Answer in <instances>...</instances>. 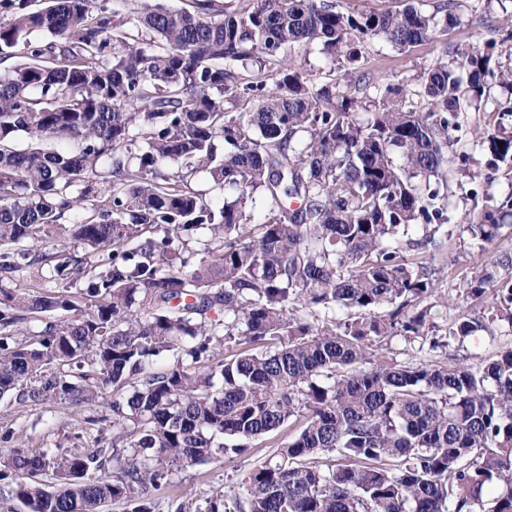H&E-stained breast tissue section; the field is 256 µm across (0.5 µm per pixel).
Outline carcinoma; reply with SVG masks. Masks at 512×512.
I'll return each mask as SVG.
<instances>
[{
	"label": "carcinoma",
	"mask_w": 512,
	"mask_h": 512,
	"mask_svg": "<svg viewBox=\"0 0 512 512\" xmlns=\"http://www.w3.org/2000/svg\"><path fill=\"white\" fill-rule=\"evenodd\" d=\"M35 2L0 0V53L21 44L28 59L0 76V280L47 265L92 306L0 287V398L67 400L94 445L11 449L0 498L29 512H155L149 488L173 469L286 429L242 491L175 512H512V347L416 367L380 349L436 332L421 306L433 272L411 252L453 236L447 165L481 174L484 203L462 231L492 244L512 224V193L491 192L512 181V67L494 60V39L448 43L412 85L355 67L356 45L381 37L406 52L460 25L469 0L358 13L335 0H134L123 16L94 0ZM313 42L339 78L309 74ZM495 86L511 97L470 124ZM165 159L180 171H155ZM198 173L233 199L194 189ZM259 188L270 214L257 223ZM102 191L73 224L85 250L74 257L49 231ZM205 228L208 263L190 246ZM465 294L490 306L456 315L432 348L512 325V249ZM58 310L72 315L18 338L17 323ZM229 342L242 351L227 359ZM163 353L173 362L154 368ZM125 388L111 414L95 410ZM19 470L27 482L14 483Z\"/></svg>",
	"instance_id": "cac0c4a2"
}]
</instances>
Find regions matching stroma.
<instances>
[{"mask_svg": "<svg viewBox=\"0 0 512 512\" xmlns=\"http://www.w3.org/2000/svg\"><path fill=\"white\" fill-rule=\"evenodd\" d=\"M470 3L472 10L463 24L451 29L448 35L438 36L409 52H398L383 39H373L362 48L366 56V71L391 83L412 81L424 67L443 54L448 41L457 40L480 46L489 38L491 30H512V16L499 11L485 12L483 0H470ZM418 259L433 262L437 270L435 298L446 301L447 306L439 310L434 320L439 328H447L457 311L469 308L470 302L463 293V286L475 272L485 267L489 251L479 248L469 236L457 235L441 253L433 255L425 252L419 254ZM511 345L512 327H504L498 335L473 336L453 344L447 350L432 348L426 340L409 341L394 336L384 344L383 351L396 361L414 366L450 360L475 364ZM14 421L25 426L21 442L34 453L45 450L76 452L90 443L89 438L80 435V414L60 399L53 398L40 405L18 401L11 396L1 399L0 425ZM270 444V438L263 437L254 441L252 449L246 454L180 469L172 484L152 488L150 497L155 501L158 512H164L171 497L195 500L238 486L243 477L267 459L271 453Z\"/></svg>", "mask_w": 512, "mask_h": 512, "instance_id": "35a3bbf8", "label": "stroma"}]
</instances>
